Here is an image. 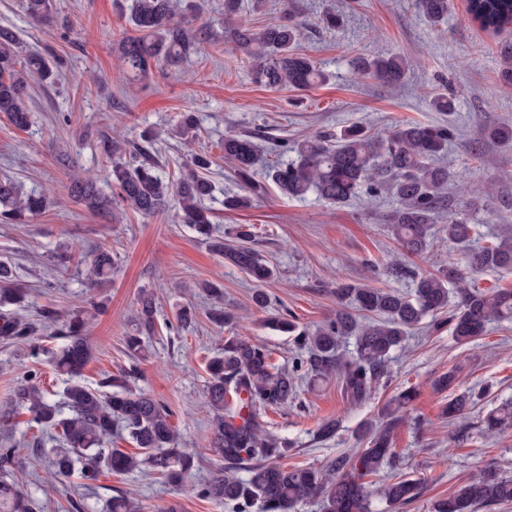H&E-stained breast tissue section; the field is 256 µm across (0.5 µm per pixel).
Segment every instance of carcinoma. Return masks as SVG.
<instances>
[{"instance_id":"obj_1","label":"carcinoma","mask_w":512,"mask_h":512,"mask_svg":"<svg viewBox=\"0 0 512 512\" xmlns=\"http://www.w3.org/2000/svg\"><path fill=\"white\" fill-rule=\"evenodd\" d=\"M417 8L430 23L436 24L448 13V0H417ZM23 9L35 22L51 17V0H24ZM192 4L176 0H132L129 21L135 35L118 44L120 58L128 71L147 75L188 60L201 46L217 39L207 24H198L188 15ZM468 13L486 29L498 32L512 22V0H468ZM300 30L284 22L259 31L239 25L224 28V42L245 52L258 82L266 86L305 89L324 83L329 75L297 52ZM57 60L38 51L24 49L12 28L0 26V113L18 128L31 122L26 99L31 82L50 84L57 79ZM358 72L388 84L401 83L409 71L408 60L399 53L379 52L353 64ZM487 137L512 145V125L490 126ZM173 135L190 141L197 135V120L186 112ZM456 129L447 123L408 122L388 132L370 133L350 128L340 135L318 133L291 144L280 145L281 152L294 154L276 164L269 176L280 191L291 197L315 194L331 206L348 202L360 191L372 197L388 195L393 207L386 224L403 250V256H418L433 235L448 239L460 259L435 272H421L405 263L394 262L387 272L395 280H409L412 290L374 288L366 284H341L328 289L336 297V312L314 331L299 329L280 314L266 325L293 337L300 350L290 368L277 367L266 343L241 336L224 339L223 352L208 363L210 379L206 399L213 412L212 448L222 465L209 472L199 494L218 506L231 504L236 512H296L307 501L320 502L322 512H369L373 494L403 508L423 492V481L405 476L391 477L378 490L370 489L364 478L376 475L396 457L393 429L410 413L416 397L408 387L399 392L381 412L378 424L366 422L357 431L364 447L343 452L325 466L292 467L280 459L293 450L294 442L268 430L267 411L288 405L297 397L298 380L314 383L336 377L347 399L362 405L375 389L391 379V352L400 347L409 332L426 317L430 327L452 329L460 343H469L485 333L492 320L512 321V289L484 290L472 285L485 272L512 274V239L504 238L490 246L476 247L470 236L469 213L448 208V191L454 176L439 158L448 152V142ZM99 148L109 159L108 177L113 195L104 194L92 178L76 176L68 192L91 212H110L118 221L127 212L144 216L175 211L182 224L209 239L213 252L245 272L253 281L265 283L274 275L264 257L249 245L251 231L245 225L232 228V243L213 238L211 213L205 201L213 185L205 176L212 161L206 155L191 157L180 176L166 179L147 147L132 145L102 135ZM224 158L235 177L248 188L244 194L224 199L227 210L251 205V194L260 185L254 181L258 162L256 145L242 136L224 138ZM48 208V199L27 194L13 178H0V222L21 224L27 217ZM77 249L67 245L52 253V263L66 272L78 262ZM115 259L112 251L98 247L89 256V277L97 285L112 278ZM213 297L210 322L220 328L237 320L224 308V294L210 282L198 285ZM27 293L14 285L6 265L0 264V308L25 303ZM97 308L87 302L83 310L62 313L42 310V321L57 327L66 336V345L53 356L56 370L74 378L59 402L47 398L40 387V374L30 372L13 392L11 407L0 411V425L20 410L30 414L29 423L42 430L56 431L61 446L52 449L55 475L65 479L79 473L86 484L99 481L105 472L125 475L144 469L172 485H180L195 467V455L180 447V437L171 424L168 408L151 394L128 387L125 372L119 378L105 377L99 388L75 380L89 361L90 347L86 325ZM157 309L148 294L140 296L134 312L132 332L126 336L131 352L142 350V337L154 332ZM36 326L12 311H0V340L25 341ZM354 340L356 357L345 359L341 344ZM487 393L481 385L453 397L445 408L448 420H455L475 408ZM489 434L512 429V402L488 411L481 419ZM124 432L139 448L126 453L105 447L115 430ZM18 462L16 444L5 437L0 444V512H37L36 500L7 481ZM247 473L246 477L239 472ZM512 503V475L495 466H486L446 498L434 502L432 512H477V508ZM109 512H140L132 499L117 495Z\"/></svg>"}]
</instances>
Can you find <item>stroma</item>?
Segmentation results:
<instances>
[{
  "label": "stroma",
  "mask_w": 512,
  "mask_h": 512,
  "mask_svg": "<svg viewBox=\"0 0 512 512\" xmlns=\"http://www.w3.org/2000/svg\"><path fill=\"white\" fill-rule=\"evenodd\" d=\"M53 12L52 23L38 24L26 16L22 0H0V25L15 28L27 49L62 64L56 84H35L29 90L32 126L16 128L0 114V175L12 176L26 191L50 199L48 209L28 223H0V262L28 290L21 316L39 326L29 341H0V409L34 369L41 374L48 399H61L67 378L53 370L50 355L65 340L41 324L40 311L53 307L68 312L94 297L104 309L87 330L93 355L81 372L82 382L95 388L103 378L137 366L131 387L167 406L197 462L180 487L133 472L106 475L87 490L77 477H55L48 454L53 440H46L45 454H30L27 444L33 432L28 413L22 412L15 416L13 429L21 463L10 479L34 495L41 512H69L70 500L79 498L87 512H103L112 496L121 493L138 500L143 512H160L172 501L179 502L181 512H232L216 508L195 490L199 479L219 463L210 447L206 363L221 351L225 337L262 340L273 362L287 367L298 351L290 337L263 327L267 314L289 312L301 327L312 330L336 310L325 286L366 283L410 289L408 281L386 273L388 263L400 255L381 220L391 207L390 198L362 196L340 207L312 194L288 198L267 176L279 160L271 150L273 143L323 130L336 133L355 123L385 131L405 121L450 122L457 136L443 162L458 175L452 204L468 210L476 244L494 243L512 231V147L487 140L485 130L512 124V85L501 79L505 59L512 56V27L487 34L467 13L465 0H448V16L437 25L425 21L415 0H263L256 11L251 0H242L236 20L254 29L287 18L301 22L299 51L330 78L294 89L256 82L247 55L221 42L204 44L179 67L133 76L117 51L129 28L120 0H53ZM329 12L338 16L336 26L323 24ZM380 51L409 58L411 70L403 83L387 85L354 70L355 61ZM445 90L456 96L455 110L449 114L429 104L434 93ZM185 112L194 113L198 124L196 139L186 145L171 135ZM146 132L155 136V155L167 176L178 177L192 154H211L214 163L208 177L216 190L206 205L213 212V233L221 237L235 225H252L253 247L277 269L276 277L263 286L271 299L268 310L253 303L255 283L224 262L189 225L172 216L133 212L116 223L91 214L69 196L73 172L105 176L106 158L97 147L100 134L136 143ZM228 135L250 136L261 155L256 178L263 189L243 211L224 208L226 195L242 191L224 158ZM61 244L85 254L99 245L110 247L118 260L111 281L90 287L84 264L56 272L47 258ZM204 281L223 289L224 306L240 314L239 322L220 328L209 321L210 301L197 289ZM145 293L157 304L156 328L145 338L142 352L134 355L125 338ZM184 305L195 311L193 329L169 331L168 322ZM390 367L391 381L363 405H351L339 380L332 378L315 386L301 382L293 403L269 411L272 431L295 442L287 465L321 467L357 448L359 424L412 386L418 399L410 419L396 428L394 446L399 472L424 480L425 490L403 512H430L436 499L455 491L481 466L493 464L512 474V432L488 435L481 427L487 410L512 398V323H491L469 344L457 343L445 329H416L393 351ZM451 369L461 388H489L467 418L452 422L443 416L449 392L431 385ZM332 418L341 422L336 436L317 439L320 422Z\"/></svg>",
  "instance_id": "1"
}]
</instances>
